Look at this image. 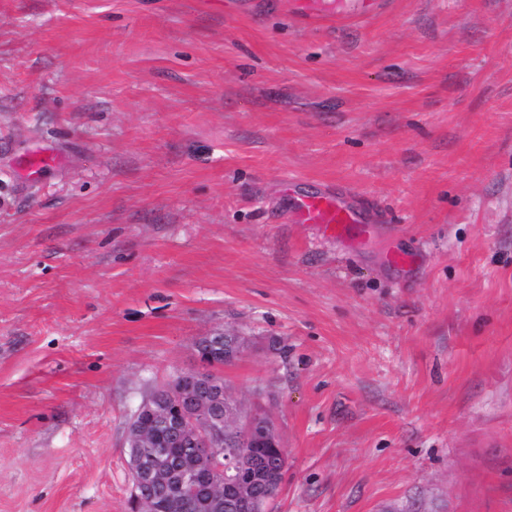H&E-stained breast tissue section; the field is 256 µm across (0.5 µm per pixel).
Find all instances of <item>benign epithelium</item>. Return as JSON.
Here are the masks:
<instances>
[{
  "label": "benign epithelium",
  "mask_w": 512,
  "mask_h": 512,
  "mask_svg": "<svg viewBox=\"0 0 512 512\" xmlns=\"http://www.w3.org/2000/svg\"><path fill=\"white\" fill-rule=\"evenodd\" d=\"M204 345L208 346L200 357L204 368L177 374L175 385L167 389V402L161 406L144 400L128 429L145 443H152L156 438L153 420L159 416L169 441L193 448L186 465L187 489L175 502L177 508L188 512L191 497L202 488L216 509L232 499L240 512H262L273 499V471L265 465L267 448L279 447L281 442L266 413L244 411L227 399L224 378L216 372L241 352V337L214 332L195 343L198 349ZM232 432L244 433L245 451L226 459L224 438ZM132 480L135 512H153L147 490L160 483L159 472L138 463L132 468Z\"/></svg>",
  "instance_id": "obj_1"
}]
</instances>
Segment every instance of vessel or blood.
I'll return each mask as SVG.
<instances>
[{
  "label": "vessel or blood",
  "instance_id": "1",
  "mask_svg": "<svg viewBox=\"0 0 512 512\" xmlns=\"http://www.w3.org/2000/svg\"><path fill=\"white\" fill-rule=\"evenodd\" d=\"M299 224H312L325 234L341 239L363 237L372 231L361 215L345 205L334 193L313 194L297 202L288 213Z\"/></svg>",
  "mask_w": 512,
  "mask_h": 512
}]
</instances>
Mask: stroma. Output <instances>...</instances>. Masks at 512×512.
I'll return each mask as SVG.
<instances>
[{
    "instance_id": "stroma-1",
    "label": "stroma",
    "mask_w": 512,
    "mask_h": 512,
    "mask_svg": "<svg viewBox=\"0 0 512 512\" xmlns=\"http://www.w3.org/2000/svg\"><path fill=\"white\" fill-rule=\"evenodd\" d=\"M215 331L271 512H512V0H0V512H131ZM284 216L287 221L289 217L299 224H313L336 240L348 236L364 237L373 229L358 212L345 205L332 192L307 196L290 211L287 208Z\"/></svg>"
}]
</instances>
